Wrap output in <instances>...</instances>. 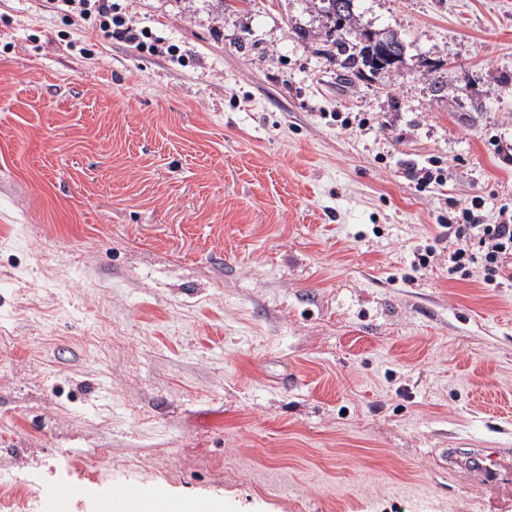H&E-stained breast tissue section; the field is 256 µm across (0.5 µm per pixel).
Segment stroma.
Here are the masks:
<instances>
[{
  "mask_svg": "<svg viewBox=\"0 0 512 512\" xmlns=\"http://www.w3.org/2000/svg\"><path fill=\"white\" fill-rule=\"evenodd\" d=\"M112 2L161 52L0 0V485L512 512V285L441 229L512 208V0H354L362 77L325 0ZM378 44H383L387 47H394L395 53L398 56H400V59H398L397 62H395L394 64H396L398 62L399 63L402 62V56L404 53V45H403L402 41L399 39V37L395 33L392 32V33H387V34L381 35L380 38H376V42L373 45L370 43L363 44L357 57H360L361 64L364 67L369 68V70H371L373 72H377L378 69H384L386 67H391L394 65L391 63H387V66L381 65L377 61L376 47ZM471 458L482 482L498 494H512V482L509 471L512 469L511 452L499 448H475ZM489 461V464L486 462ZM505 470L502 475L500 470Z\"/></svg>",
  "mask_w": 512,
  "mask_h": 512,
  "instance_id": "obj_1",
  "label": "stroma"
}]
</instances>
